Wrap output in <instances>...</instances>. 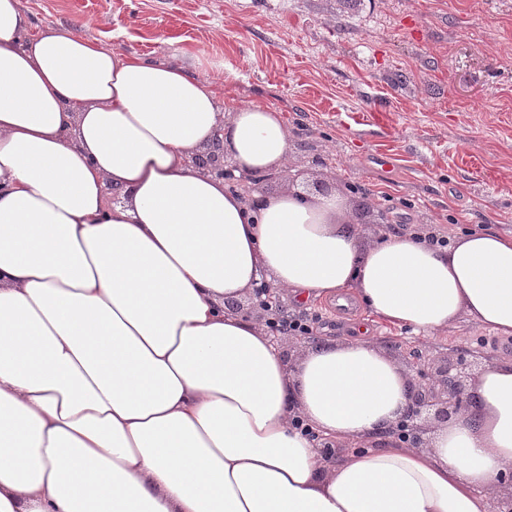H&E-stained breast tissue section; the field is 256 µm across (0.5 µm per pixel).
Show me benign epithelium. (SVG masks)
<instances>
[{"label": "benign epithelium", "instance_id": "7a95c632", "mask_svg": "<svg viewBox=\"0 0 512 512\" xmlns=\"http://www.w3.org/2000/svg\"><path fill=\"white\" fill-rule=\"evenodd\" d=\"M192 165L229 180L235 179L233 171L238 169L236 163L224 158V152L218 147L194 157ZM476 366L477 361L462 357L428 360L431 382L409 381L406 410L394 430L404 434L411 446H425L429 428L448 422L471 404L468 380ZM502 481L507 487V495L497 500L493 512H512V469L502 475Z\"/></svg>", "mask_w": 512, "mask_h": 512}]
</instances>
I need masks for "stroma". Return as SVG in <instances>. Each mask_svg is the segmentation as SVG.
Instances as JSON below:
<instances>
[{
    "mask_svg": "<svg viewBox=\"0 0 512 512\" xmlns=\"http://www.w3.org/2000/svg\"><path fill=\"white\" fill-rule=\"evenodd\" d=\"M31 27L85 26L125 54L223 74L225 106L266 102L291 135L270 194H344L361 237L422 225L512 236V0H21ZM316 333L356 336L361 305ZM408 374L440 357H512L467 322L428 339L368 321Z\"/></svg>",
    "mask_w": 512,
    "mask_h": 512,
    "instance_id": "35a3bbf8",
    "label": "stroma"
}]
</instances>
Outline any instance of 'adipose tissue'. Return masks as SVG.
<instances>
[{
    "label": "adipose tissue",
    "instance_id": "obj_1",
    "mask_svg": "<svg viewBox=\"0 0 512 512\" xmlns=\"http://www.w3.org/2000/svg\"><path fill=\"white\" fill-rule=\"evenodd\" d=\"M217 139L252 174L290 160L274 106L0 0V512H491L512 358L428 447L360 451L402 416L404 368L366 336L286 359L227 303L264 279L512 337V236L365 241L336 192L247 198L193 168ZM298 420L349 452L323 460Z\"/></svg>",
    "mask_w": 512,
    "mask_h": 512
}]
</instances>
